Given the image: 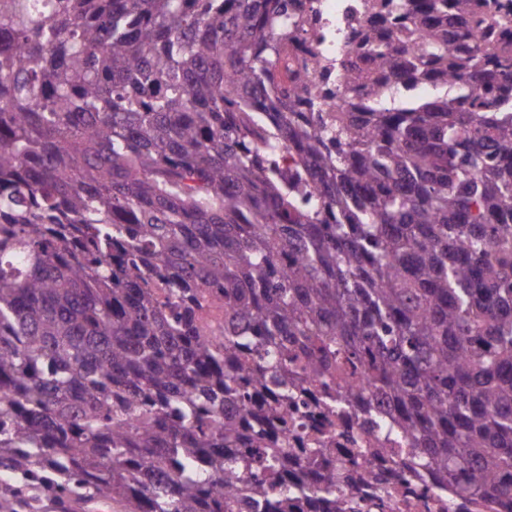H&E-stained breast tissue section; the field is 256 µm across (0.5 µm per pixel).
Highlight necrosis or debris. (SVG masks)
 I'll return each instance as SVG.
<instances>
[{
    "label": "necrosis or debris",
    "instance_id": "4bbe7bcc",
    "mask_svg": "<svg viewBox=\"0 0 512 512\" xmlns=\"http://www.w3.org/2000/svg\"><path fill=\"white\" fill-rule=\"evenodd\" d=\"M381 0H290L288 12L294 22L288 30V83L293 99L306 112H353L363 102L361 88H345V69L359 68L379 87L384 102L406 100L431 92L426 69L406 86L395 85L386 73L372 66L370 54L360 46L362 32L373 31L378 39L396 44L395 26L383 21ZM374 432L362 416L351 412L334 420L329 446L335 454L352 458L358 467L376 470L398 491L399 507L392 512H464L462 502L440 503L432 479L418 480L407 468L408 448L371 460L363 451Z\"/></svg>",
    "mask_w": 512,
    "mask_h": 512
}]
</instances>
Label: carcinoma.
<instances>
[{"instance_id":"cac0c4a2","label":"carcinoma","mask_w":512,"mask_h":512,"mask_svg":"<svg viewBox=\"0 0 512 512\" xmlns=\"http://www.w3.org/2000/svg\"><path fill=\"white\" fill-rule=\"evenodd\" d=\"M410 2L455 91L325 127L288 108L283 0H0V512L27 487L385 512L387 486L336 496L317 436L288 471L310 379L329 422L359 382L382 398L366 455L404 441L414 474L512 512V20ZM450 26L489 39L454 56Z\"/></svg>"}]
</instances>
